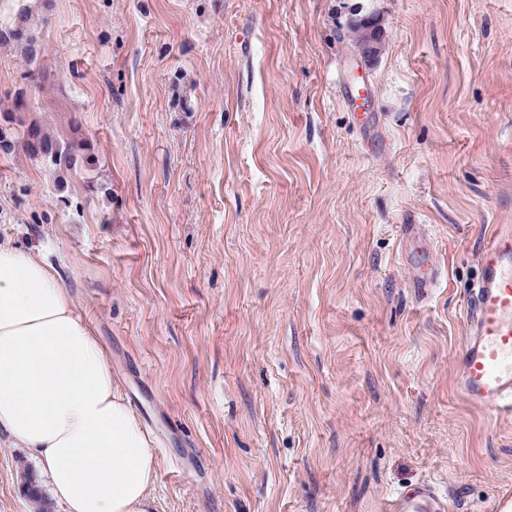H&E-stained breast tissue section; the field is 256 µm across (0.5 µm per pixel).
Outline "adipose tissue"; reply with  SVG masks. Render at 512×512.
<instances>
[{
    "instance_id": "ef3b65f1",
    "label": "adipose tissue",
    "mask_w": 512,
    "mask_h": 512,
    "mask_svg": "<svg viewBox=\"0 0 512 512\" xmlns=\"http://www.w3.org/2000/svg\"><path fill=\"white\" fill-rule=\"evenodd\" d=\"M0 434L32 451L66 512H160L158 462L106 352L55 271L0 243Z\"/></svg>"
}]
</instances>
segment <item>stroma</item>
<instances>
[{
  "label": "stroma",
  "instance_id": "stroma-1",
  "mask_svg": "<svg viewBox=\"0 0 512 512\" xmlns=\"http://www.w3.org/2000/svg\"><path fill=\"white\" fill-rule=\"evenodd\" d=\"M22 4L46 53L0 48V110L80 124L108 191L17 147L0 241L36 248L99 336L162 512H384L426 480L448 512L512 495V417L452 386L479 250L512 225V0H0V26ZM0 512H63L2 435Z\"/></svg>",
  "mask_w": 512,
  "mask_h": 512
}]
</instances>
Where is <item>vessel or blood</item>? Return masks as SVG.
Returning a JSON list of instances; mask_svg holds the SVG:
<instances>
[{"instance_id":"b4317fda","label":"vessel or blood","mask_w":512,"mask_h":512,"mask_svg":"<svg viewBox=\"0 0 512 512\" xmlns=\"http://www.w3.org/2000/svg\"><path fill=\"white\" fill-rule=\"evenodd\" d=\"M477 281L464 303L466 336L456 355L454 389L492 416L512 414V226L494 225L481 252ZM429 482L393 495L386 512H447Z\"/></svg>"}]
</instances>
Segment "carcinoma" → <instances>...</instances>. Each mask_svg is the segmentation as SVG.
<instances>
[{
    "mask_svg": "<svg viewBox=\"0 0 512 512\" xmlns=\"http://www.w3.org/2000/svg\"><path fill=\"white\" fill-rule=\"evenodd\" d=\"M19 47L28 64H35L43 55L44 49L27 24L25 12H20L18 21L8 28H0V47ZM73 137L60 141L42 131L37 125H31L23 131L15 127V118L11 112L0 113V152L9 154L16 143L23 142L26 151L43 159L58 170L69 171L83 166L92 171L95 165L93 142L72 126Z\"/></svg>",
    "mask_w": 512,
    "mask_h": 512,
    "instance_id": "obj_1",
    "label": "carcinoma"
}]
</instances>
